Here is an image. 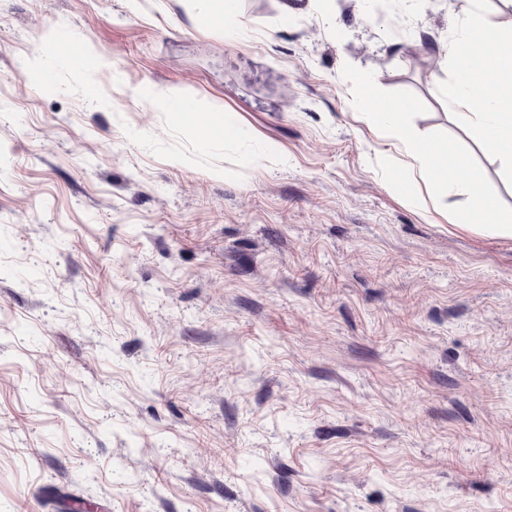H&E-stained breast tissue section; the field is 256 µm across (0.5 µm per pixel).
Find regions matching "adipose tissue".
I'll list each match as a JSON object with an SVG mask.
<instances>
[{
	"instance_id": "1",
	"label": "adipose tissue",
	"mask_w": 512,
	"mask_h": 512,
	"mask_svg": "<svg viewBox=\"0 0 512 512\" xmlns=\"http://www.w3.org/2000/svg\"><path fill=\"white\" fill-rule=\"evenodd\" d=\"M454 61L472 76L452 99L450 113L476 132L480 146L512 169V84L487 81L488 71H512V34L500 33L491 16L474 12L456 32Z\"/></svg>"
}]
</instances>
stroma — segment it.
Returning a JSON list of instances; mask_svg holds the SVG:
<instances>
[{"mask_svg":"<svg viewBox=\"0 0 512 512\" xmlns=\"http://www.w3.org/2000/svg\"><path fill=\"white\" fill-rule=\"evenodd\" d=\"M478 7L512 31V0H238L231 35L0 0V512H512V238L390 188L341 74L416 95L512 207L448 113ZM205 114L198 122L200 136L204 140H210L217 135L226 138L237 137L243 133L241 127L231 123L223 113H209Z\"/></svg>","mask_w":512,"mask_h":512,"instance_id":"1","label":"stroma"}]
</instances>
